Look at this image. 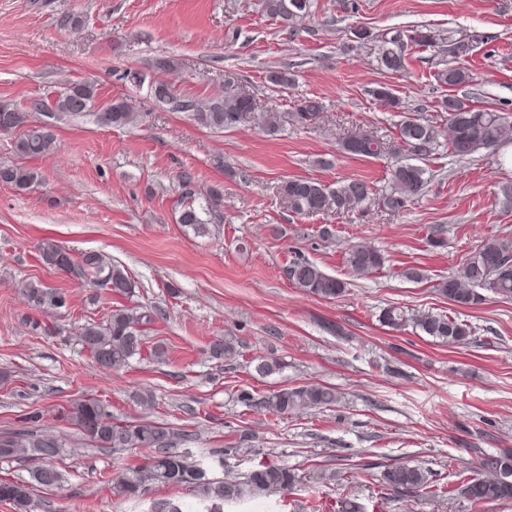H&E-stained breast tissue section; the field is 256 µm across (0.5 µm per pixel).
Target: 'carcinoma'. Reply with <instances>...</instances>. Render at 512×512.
<instances>
[{"mask_svg": "<svg viewBox=\"0 0 512 512\" xmlns=\"http://www.w3.org/2000/svg\"><path fill=\"white\" fill-rule=\"evenodd\" d=\"M261 11L284 28H289L308 14L309 0H259ZM416 45L434 46L440 34L431 29H414L403 36L399 33L382 40L381 56L385 67L391 71L404 68V41ZM176 68L175 61L159 57L150 65L152 78L148 81L150 96L158 103L169 106L173 112H189L201 126L223 130L247 117L270 136L280 131L278 104L271 102L259 109L253 97L240 90L235 79L224 81V91L206 100L193 99L177 92L176 87L162 75ZM440 83L450 87L466 84L469 73L459 67H450L437 73ZM97 90L88 81L67 82L58 91L54 100L34 102L29 106L0 105V128L10 127L15 135V152L19 156L40 158L54 148L55 138L47 125L30 126L31 114L40 112L55 119L59 116L81 118L92 115L104 126L126 127L136 124L140 113L132 111L122 99H115L100 112H91ZM374 96L392 110L402 108V103L388 87L381 86ZM447 118L443 129L415 117H405L399 125L398 139L401 150L416 156H425L444 138L450 152L467 157L480 151H494L502 142L512 138V125L496 111L470 106L462 100L448 96L440 102ZM323 105L316 99L299 100L293 116L300 124L313 125L321 118ZM343 150L364 158H377L392 150V146L371 129L359 128L346 137ZM425 170L410 163L399 161L392 169L393 190L382 198V205L396 211L411 197L418 194L424 184ZM38 182V173L30 168L14 165L0 166V183L18 191H27ZM371 187L363 179H350L330 188L310 177L288 178L279 186L280 196L299 215L324 212L333 205L345 209L354 203L367 200ZM222 192L210 190L208 200L200 206L194 199L184 197L179 223L198 231L206 225L224 220L220 207ZM37 251L42 262L76 279L88 281L97 288L110 291L119 297L134 295L136 284L127 271L112 263L104 254L89 251L79 258L52 239L39 242ZM349 270L357 276H367L383 264L381 254L372 246L358 243L345 253ZM294 287L321 299L334 300L346 292L347 282L329 275L317 263L305 258L294 259L287 271ZM22 293L28 303L36 309L62 308L65 296L40 282L21 284ZM439 295L457 307L471 308L480 305L484 296L482 289H489L503 297H512V240L494 238L479 245L461 268L435 285ZM380 321L394 330L411 323L425 335L448 345L465 343L471 336L469 324L440 313L408 315L399 307L383 309ZM150 316L134 308H115L103 320L90 321L78 331L82 349L103 369L114 370L128 364L140 355L145 344L144 325ZM210 353L216 360L232 359L238 355L236 345L230 340L212 343ZM284 364L276 358L259 357L255 372L267 377L280 372ZM338 401L336 389L321 384H307L293 389H281L263 400L264 407L275 415H286L295 410L327 407ZM66 417L99 448H151L155 455L145 464L131 469L119 479L121 496L138 499L156 485H176L192 488L198 499L204 502L205 512H224L226 507L241 505L250 496L273 489L288 491L298 482L299 476L291 469L274 464L261 463L251 471L247 479L237 481L218 479L203 469L202 464L177 452L171 442L169 428L156 421H114L112 412L102 401L81 398L65 409ZM45 448H61V444L50 435L31 432H14L0 436V458L7 460L28 453L40 457ZM512 469V453L503 452L498 458L482 459L479 471L468 478L461 493L475 508L486 503L512 499V481L506 482L505 471ZM33 481L46 488H56L61 474L50 464L36 469ZM386 486L416 495H434L430 473L419 465L407 462L395 463L383 473ZM32 485L26 481L1 482L0 501L11 503L18 512H30Z\"/></svg>", "mask_w": 512, "mask_h": 512, "instance_id": "obj_1", "label": "carcinoma"}]
</instances>
